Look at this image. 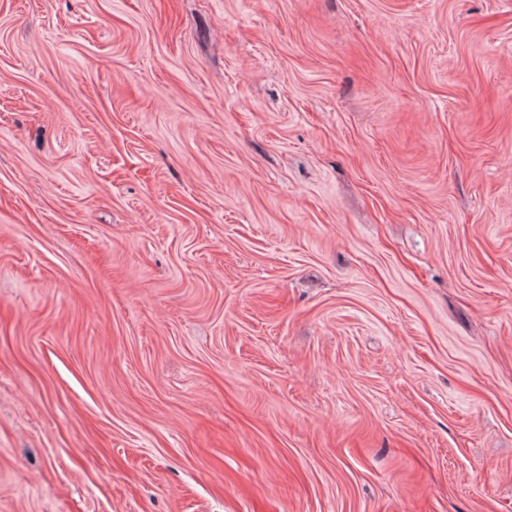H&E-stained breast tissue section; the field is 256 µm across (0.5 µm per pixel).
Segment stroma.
Here are the masks:
<instances>
[{
    "instance_id": "35a3bbf8",
    "label": "stroma",
    "mask_w": 512,
    "mask_h": 512,
    "mask_svg": "<svg viewBox=\"0 0 512 512\" xmlns=\"http://www.w3.org/2000/svg\"><path fill=\"white\" fill-rule=\"evenodd\" d=\"M0 512H512V0H0Z\"/></svg>"
}]
</instances>
